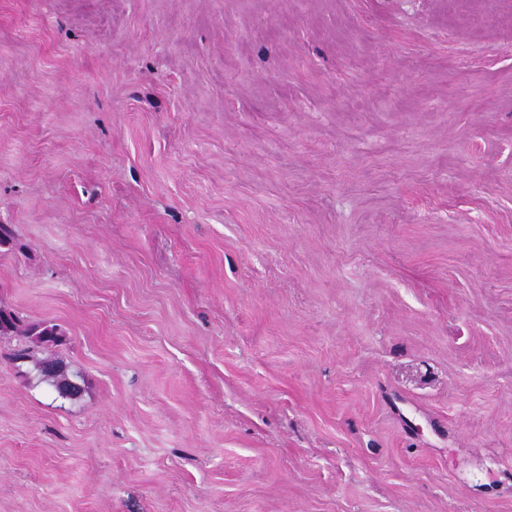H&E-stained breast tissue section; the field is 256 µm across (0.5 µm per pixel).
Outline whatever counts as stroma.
<instances>
[{
	"mask_svg": "<svg viewBox=\"0 0 512 512\" xmlns=\"http://www.w3.org/2000/svg\"><path fill=\"white\" fill-rule=\"evenodd\" d=\"M0 512H512V0H0ZM0 336H21L38 345H58L65 334L57 324H26L10 311L0 310ZM32 363L39 381L52 386L60 397L73 399L78 396L82 379L79 373L69 372L60 360L53 357L36 359Z\"/></svg>",
	"mask_w": 512,
	"mask_h": 512,
	"instance_id": "1",
	"label": "stroma"
}]
</instances>
